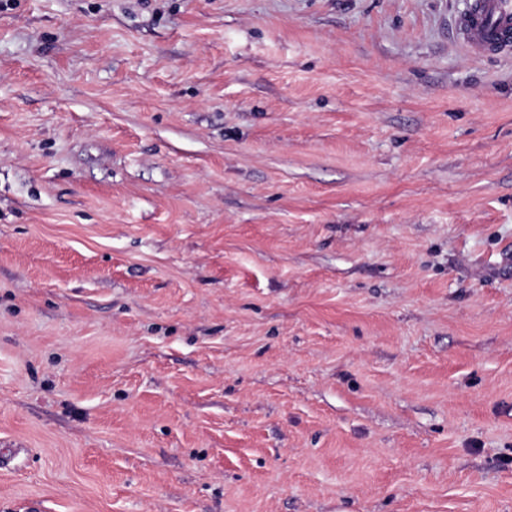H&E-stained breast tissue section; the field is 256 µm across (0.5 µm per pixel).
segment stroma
<instances>
[{"label": "stroma", "mask_w": 512, "mask_h": 512, "mask_svg": "<svg viewBox=\"0 0 512 512\" xmlns=\"http://www.w3.org/2000/svg\"><path fill=\"white\" fill-rule=\"evenodd\" d=\"M464 9L0 0V512H512Z\"/></svg>", "instance_id": "35a3bbf8"}]
</instances>
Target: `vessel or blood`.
Listing matches in <instances>:
<instances>
[{"mask_svg":"<svg viewBox=\"0 0 512 512\" xmlns=\"http://www.w3.org/2000/svg\"><path fill=\"white\" fill-rule=\"evenodd\" d=\"M453 30L475 57H512V0H470L455 17Z\"/></svg>","mask_w":512,"mask_h":512,"instance_id":"b4317fda","label":"vessel or blood"}]
</instances>
